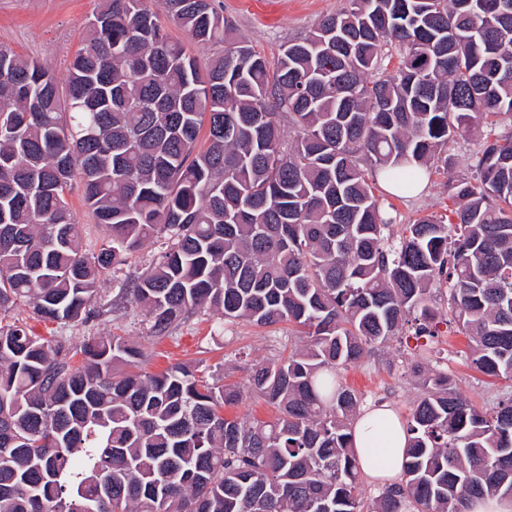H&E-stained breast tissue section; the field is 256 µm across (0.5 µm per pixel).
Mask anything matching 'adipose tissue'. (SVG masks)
<instances>
[{
	"label": "adipose tissue",
	"instance_id": "1",
	"mask_svg": "<svg viewBox=\"0 0 512 512\" xmlns=\"http://www.w3.org/2000/svg\"><path fill=\"white\" fill-rule=\"evenodd\" d=\"M354 449L361 472L386 484L402 472L407 435L398 414L387 406L363 410L354 425Z\"/></svg>",
	"mask_w": 512,
	"mask_h": 512
}]
</instances>
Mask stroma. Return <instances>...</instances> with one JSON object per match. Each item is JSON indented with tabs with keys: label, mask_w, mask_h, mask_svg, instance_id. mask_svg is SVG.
<instances>
[{
	"label": "stroma",
	"mask_w": 512,
	"mask_h": 512,
	"mask_svg": "<svg viewBox=\"0 0 512 512\" xmlns=\"http://www.w3.org/2000/svg\"><path fill=\"white\" fill-rule=\"evenodd\" d=\"M216 2L234 21L235 37L248 41L272 61L289 42L305 37L323 17L341 11L347 4V0ZM96 4L97 0H0V46L38 60L57 77H64L83 45ZM479 147L476 133L460 132L446 148L452 166L448 172L437 171L426 177L420 193L391 194L380 183L375 184L374 193L398 226L424 216H448V183L470 177V163ZM68 202L74 222L81 226L84 250L98 253L107 236L84 201L80 180H73ZM218 322V316L209 313L194 317L161 343L149 336L133 310L103 315L89 329L125 336L141 350L148 369L161 370L177 361L198 363L228 382L242 381L252 364L288 354L301 343L295 329L285 323L257 327L240 322L222 328ZM467 352V340L456 324L440 322L432 337L415 335L413 325L408 324L399 340L375 347L357 365L342 371L340 378L360 393L363 406H389L405 421L424 393L406 368L408 360L416 358L432 369L450 373L463 397L480 410H490L507 390H512V379L484 376L471 367Z\"/></svg>",
	"instance_id": "1"
}]
</instances>
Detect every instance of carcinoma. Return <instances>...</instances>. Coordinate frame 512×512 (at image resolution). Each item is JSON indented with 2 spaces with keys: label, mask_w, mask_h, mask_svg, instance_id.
I'll return each instance as SVG.
<instances>
[{
  "label": "carcinoma",
  "mask_w": 512,
  "mask_h": 512,
  "mask_svg": "<svg viewBox=\"0 0 512 512\" xmlns=\"http://www.w3.org/2000/svg\"><path fill=\"white\" fill-rule=\"evenodd\" d=\"M164 13L224 52L200 69L148 0H98L62 91L0 47V312L23 303L86 327L110 273V307L140 310L154 339L209 311L288 322L305 344L226 384L181 362L153 372L123 336L76 346L0 318V512L512 501V392L483 412L449 373L409 363L425 392L402 479L367 502L352 433L361 396L337 378L411 316L415 335H435L441 288L473 367L512 378V0H348L273 67L232 40L215 0H164ZM471 130L483 133L476 178L448 182L453 219L393 235L376 175L410 189L448 169V140ZM76 176L108 232L96 255L67 201ZM154 238L166 244L157 262L119 277ZM245 391L278 414L226 417Z\"/></svg>",
  "instance_id": "obj_1"
}]
</instances>
